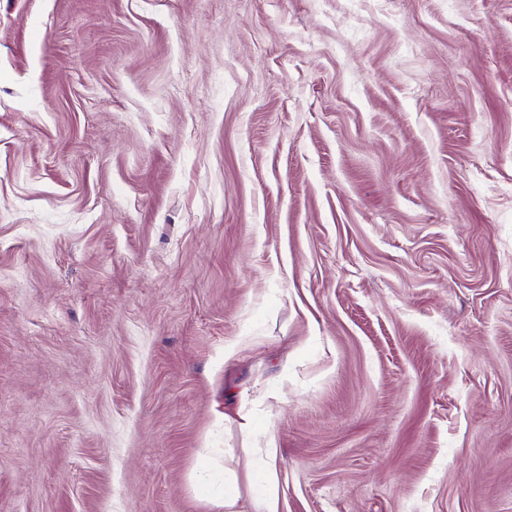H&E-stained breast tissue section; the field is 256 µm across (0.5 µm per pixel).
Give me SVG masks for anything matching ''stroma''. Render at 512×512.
Listing matches in <instances>:
<instances>
[{"label": "stroma", "mask_w": 512, "mask_h": 512, "mask_svg": "<svg viewBox=\"0 0 512 512\" xmlns=\"http://www.w3.org/2000/svg\"><path fill=\"white\" fill-rule=\"evenodd\" d=\"M512 512V0H0V512Z\"/></svg>", "instance_id": "stroma-1"}]
</instances>
